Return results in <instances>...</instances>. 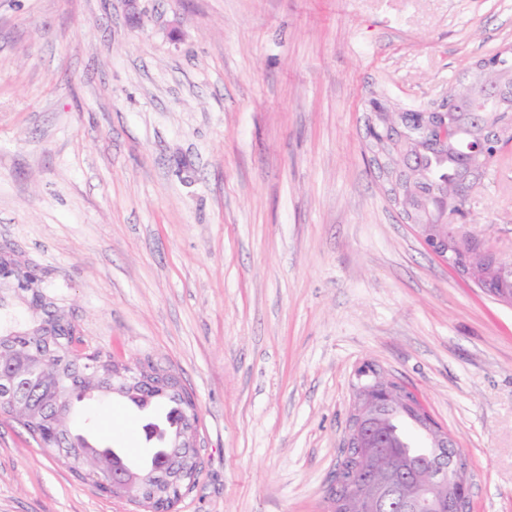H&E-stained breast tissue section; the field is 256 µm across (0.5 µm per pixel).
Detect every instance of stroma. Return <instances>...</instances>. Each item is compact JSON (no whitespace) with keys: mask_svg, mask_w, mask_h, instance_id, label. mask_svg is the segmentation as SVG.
<instances>
[{"mask_svg":"<svg viewBox=\"0 0 512 512\" xmlns=\"http://www.w3.org/2000/svg\"><path fill=\"white\" fill-rule=\"evenodd\" d=\"M512 0H0V241L93 345L199 412L177 512H328L356 368L420 395L471 512H512V308L429 255L364 153L385 95L442 104ZM466 223L512 244V164ZM117 398L99 434L146 447ZM0 512H137L0 416Z\"/></svg>","mask_w":512,"mask_h":512,"instance_id":"obj_1","label":"stroma"}]
</instances>
